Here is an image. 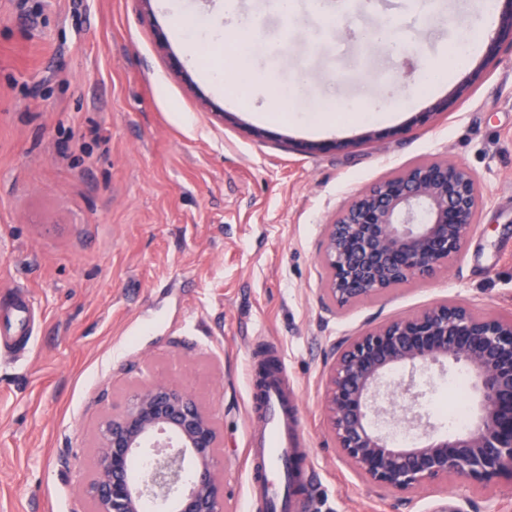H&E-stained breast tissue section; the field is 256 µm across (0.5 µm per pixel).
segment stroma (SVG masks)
<instances>
[{
	"label": "stroma",
	"mask_w": 512,
	"mask_h": 512,
	"mask_svg": "<svg viewBox=\"0 0 512 512\" xmlns=\"http://www.w3.org/2000/svg\"><path fill=\"white\" fill-rule=\"evenodd\" d=\"M373 3L357 0L346 25L394 19L410 58L368 52L308 7L290 23L259 7L265 38L282 46L275 81L308 70L306 106L379 93L393 72L411 94L410 60L443 58L482 6ZM174 24L160 0H0V306L24 292L38 311L28 357H0V512H90L82 488L100 424L158 375L187 387L224 434V512H260L245 367L273 354L314 469L309 512H435L463 498L512 512L506 475L488 489L453 475L373 488L337 454L324 404L341 337L445 299L512 315V49L454 68L386 136L370 124L315 135L215 94ZM451 97L453 111L415 123ZM331 141L339 149L291 148ZM435 159L465 165L483 191L463 249L433 277L337 306L327 225L356 194Z\"/></svg>",
	"instance_id": "obj_1"
}]
</instances>
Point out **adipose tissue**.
I'll return each mask as SVG.
<instances>
[{"label":"adipose tissue","mask_w":512,"mask_h":512,"mask_svg":"<svg viewBox=\"0 0 512 512\" xmlns=\"http://www.w3.org/2000/svg\"><path fill=\"white\" fill-rule=\"evenodd\" d=\"M162 6L175 17L173 35L190 47L192 59H199L202 53L215 49L229 48L231 59L227 65L202 66L198 72L216 93L222 94L230 87L224 80V72L233 70L237 80L232 87L250 99L264 101L266 109L256 113L257 121H272L280 104L310 85V75L302 71L291 87L277 88L271 96L266 94L274 50L259 38L255 14L241 9L238 0H220L212 7L194 5L190 0H162ZM345 107V101L330 95L314 108L301 107L290 112L288 120L312 133L321 134L335 126V112Z\"/></svg>","instance_id":"adipose-tissue-1"}]
</instances>
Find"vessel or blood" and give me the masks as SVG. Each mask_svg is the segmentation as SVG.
<instances>
[{
  "label": "vessel or blood",
  "instance_id": "1",
  "mask_svg": "<svg viewBox=\"0 0 512 512\" xmlns=\"http://www.w3.org/2000/svg\"><path fill=\"white\" fill-rule=\"evenodd\" d=\"M34 313L26 297H17L13 307L0 322V351L19 353L28 349L34 334ZM260 414V427L252 435L254 466L259 474L261 502H274L283 507L285 465L300 444L299 424L295 406L281 376L267 382L255 400Z\"/></svg>",
  "mask_w": 512,
  "mask_h": 512
}]
</instances>
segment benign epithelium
I'll list each match as a JSON object with an SVG mask.
<instances>
[{"mask_svg":"<svg viewBox=\"0 0 512 512\" xmlns=\"http://www.w3.org/2000/svg\"><path fill=\"white\" fill-rule=\"evenodd\" d=\"M498 23L484 55L493 64L512 47V0H498ZM483 204L475 175L446 160L418 163L355 196L327 226L323 262L339 306L432 276L463 248ZM463 367L476 397L464 430L432 435L423 411L428 391L416 373ZM325 410L336 451L371 486L412 491L457 475L489 487L512 476V316L479 313L454 300L382 322L336 342ZM400 406L419 437L401 448L390 439ZM223 435L213 415L164 378L108 414L85 492L92 512H223ZM149 466L134 474L131 462Z\"/></svg>","mask_w":512,"mask_h":512,"instance_id":"obj_1","label":"benign epithelium"}]
</instances>
